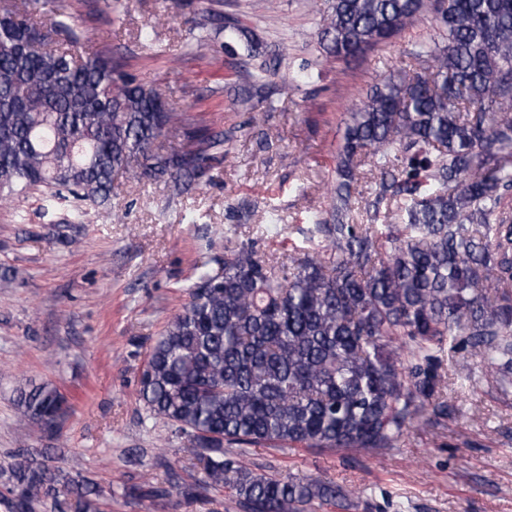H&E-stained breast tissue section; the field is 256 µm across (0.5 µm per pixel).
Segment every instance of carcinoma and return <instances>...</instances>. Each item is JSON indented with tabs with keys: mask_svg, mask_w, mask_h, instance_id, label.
<instances>
[{
	"mask_svg": "<svg viewBox=\"0 0 512 512\" xmlns=\"http://www.w3.org/2000/svg\"><path fill=\"white\" fill-rule=\"evenodd\" d=\"M325 57L354 58L427 17L434 34L405 50L431 69L376 82L344 119L328 211L312 217L288 263L253 241L196 268L188 300L153 338L138 374L147 418L187 442L204 478L166 467L128 496L191 501L225 489L242 512H351L331 481L256 472L249 449L374 452L400 446L417 418L452 415L447 362L480 358L512 386V0H319ZM74 0H0V203L38 191L90 209L111 205L116 177L178 197L230 154L237 129L275 108L288 59L232 17L193 21L184 50L227 34L243 43L236 103L247 118L216 130L179 112L170 91L137 79L103 46L77 54ZM178 138L175 146L165 141ZM378 172L369 192L359 190ZM320 242H315V239ZM19 417L44 433L67 400L22 388ZM6 512H103L90 476L53 469L38 448L11 455Z\"/></svg>",
	"mask_w": 512,
	"mask_h": 512,
	"instance_id": "cac0c4a2",
	"label": "carcinoma"
}]
</instances>
